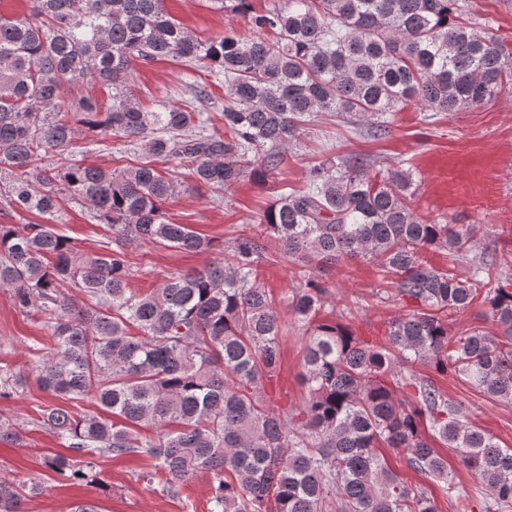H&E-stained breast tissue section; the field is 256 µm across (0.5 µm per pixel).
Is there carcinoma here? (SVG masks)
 Wrapping results in <instances>:
<instances>
[{
  "label": "carcinoma",
  "mask_w": 512,
  "mask_h": 512,
  "mask_svg": "<svg viewBox=\"0 0 512 512\" xmlns=\"http://www.w3.org/2000/svg\"><path fill=\"white\" fill-rule=\"evenodd\" d=\"M466 0H285L250 14L249 0H210L250 14L251 32L193 37L166 0H31L23 17L0 15V173L17 214L52 218L59 194L83 200L102 224L100 251L82 253L47 224H0V289L40 322L48 342L35 384L54 399L93 398L98 415L47 403L39 423L74 451L45 465L72 485L96 478L95 455L146 453L144 479L166 475L179 495L206 474L211 512H438L423 486H409L379 454L444 484L456 512L474 504L450 478L439 447L457 452L482 483L484 512L512 506V448L468 424L459 403L404 366L420 361L460 377L486 397L512 403V260L488 253L466 278L426 263V250H474L468 224L424 222L408 199L411 173H370L357 155L321 161L308 186L283 192L252 221L297 266L292 309L308 325L301 380L308 397L283 417L264 400L278 368L282 324L258 263L260 238L242 233L230 258L168 274L149 294L130 288L127 248L153 243L189 253L213 241L165 220L159 204L177 191L158 165L185 170L221 192L246 174H273L319 113L392 133L390 116L417 102L459 112L512 94V61L496 39L462 21ZM271 32L269 39L264 34ZM170 58L224 75V128L173 105L143 109L128 93L134 65ZM99 82L102 106L85 93ZM140 146L143 161L105 170L76 150L79 131ZM65 157L55 167L37 161ZM377 264L391 298L415 305L390 322L385 343L339 319H317L324 266ZM93 301L77 305L69 291ZM483 298L500 334L448 335V317ZM29 374L0 365V398ZM37 485L0 477V512H25Z\"/></svg>",
  "instance_id": "1"
}]
</instances>
